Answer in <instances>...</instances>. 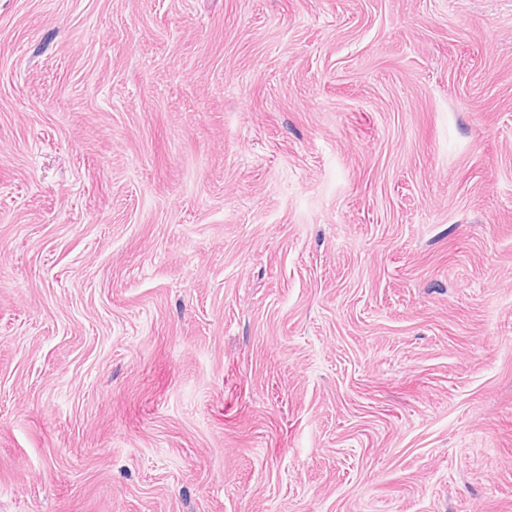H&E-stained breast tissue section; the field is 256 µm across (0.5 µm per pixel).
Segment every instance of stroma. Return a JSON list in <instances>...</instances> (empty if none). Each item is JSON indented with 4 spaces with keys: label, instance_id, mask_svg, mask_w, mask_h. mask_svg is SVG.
<instances>
[{
    "label": "stroma",
    "instance_id": "stroma-1",
    "mask_svg": "<svg viewBox=\"0 0 512 512\" xmlns=\"http://www.w3.org/2000/svg\"><path fill=\"white\" fill-rule=\"evenodd\" d=\"M0 512H512V0H0Z\"/></svg>",
    "mask_w": 512,
    "mask_h": 512
}]
</instances>
